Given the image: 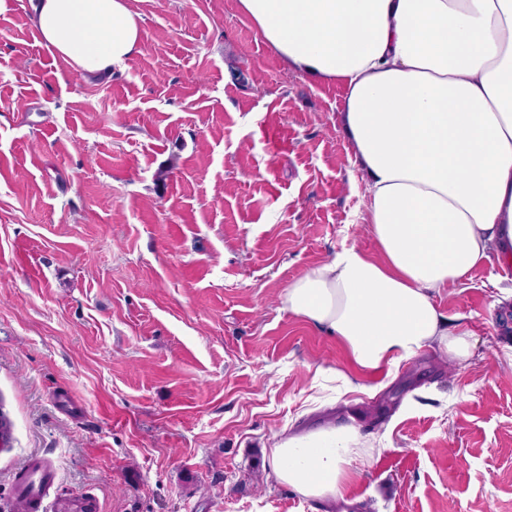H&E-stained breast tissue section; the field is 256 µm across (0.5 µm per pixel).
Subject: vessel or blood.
<instances>
[{
  "mask_svg": "<svg viewBox=\"0 0 512 512\" xmlns=\"http://www.w3.org/2000/svg\"><path fill=\"white\" fill-rule=\"evenodd\" d=\"M53 468L45 463L27 466L16 482V495L24 512H97L96 499L81 495H51Z\"/></svg>",
  "mask_w": 512,
  "mask_h": 512,
  "instance_id": "vessel-or-blood-1",
  "label": "vessel or blood"
}]
</instances>
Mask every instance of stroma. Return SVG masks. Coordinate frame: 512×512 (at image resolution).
Here are the masks:
<instances>
[{"label":"stroma","mask_w":512,"mask_h":512,"mask_svg":"<svg viewBox=\"0 0 512 512\" xmlns=\"http://www.w3.org/2000/svg\"><path fill=\"white\" fill-rule=\"evenodd\" d=\"M142 52L100 80L0 0V512L50 460L101 512H512V300L493 265L436 304L473 334L358 374L284 310L355 246L364 184L341 86L288 68L238 0H130ZM370 456L335 502L267 452L332 419Z\"/></svg>","instance_id":"obj_1"}]
</instances>
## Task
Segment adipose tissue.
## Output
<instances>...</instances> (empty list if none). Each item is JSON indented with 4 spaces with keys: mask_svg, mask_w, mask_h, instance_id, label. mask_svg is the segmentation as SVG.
I'll list each match as a JSON object with an SVG mask.
<instances>
[{
    "mask_svg": "<svg viewBox=\"0 0 512 512\" xmlns=\"http://www.w3.org/2000/svg\"><path fill=\"white\" fill-rule=\"evenodd\" d=\"M289 69L344 90L339 124L365 181L357 247L285 288L288 313L376 374L432 349L457 365L471 334L436 295L490 263L512 280V0H238ZM44 46L86 78L141 52L129 0H30ZM335 420L272 448L276 480L332 500L361 455Z\"/></svg>",
    "mask_w": 512,
    "mask_h": 512,
    "instance_id": "ef3b65f1",
    "label": "adipose tissue"
}]
</instances>
